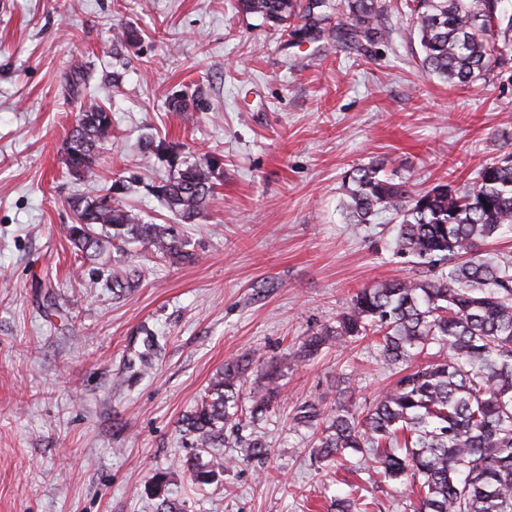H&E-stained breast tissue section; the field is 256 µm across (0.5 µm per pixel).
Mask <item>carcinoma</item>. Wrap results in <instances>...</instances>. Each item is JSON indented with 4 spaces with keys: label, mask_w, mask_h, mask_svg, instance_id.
Instances as JSON below:
<instances>
[{
    "label": "carcinoma",
    "mask_w": 512,
    "mask_h": 512,
    "mask_svg": "<svg viewBox=\"0 0 512 512\" xmlns=\"http://www.w3.org/2000/svg\"><path fill=\"white\" fill-rule=\"evenodd\" d=\"M411 2L428 74L466 87L512 60V12L502 10L503 0ZM237 6L285 28L294 22L316 28L333 8L329 0H237ZM345 8L350 23L340 36L358 42L385 35L379 0H346ZM110 141L111 116L88 103L66 142L68 172L95 183L96 157ZM348 183L350 223L394 212L395 252L414 257L419 271L359 289L336 329L310 337L307 347L375 337L379 362L398 378L366 409L305 402L294 422L313 429L324 462L367 449L385 479L416 497V512H512V260L483 251L512 233V154L483 168L464 190L444 184L410 196L377 164L352 170ZM213 185L212 165L200 162L174 171L157 193L190 223L208 206ZM70 206L76 223L67 231L79 251H100L118 239L174 262L194 259L177 225L141 223L110 188L79 194ZM435 346L448 350V358L418 364ZM249 366L246 358L226 363L182 420L199 447L224 444V427L243 421L240 388ZM277 395L270 372L253 388L251 416L267 412ZM223 472L218 456L195 468L194 479L207 484ZM373 506L358 486L330 504L334 512Z\"/></svg>",
    "instance_id": "cac0c4a2"
}]
</instances>
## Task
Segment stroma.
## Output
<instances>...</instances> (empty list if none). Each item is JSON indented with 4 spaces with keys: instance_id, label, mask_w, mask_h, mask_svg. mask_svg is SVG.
I'll use <instances>...</instances> for the list:
<instances>
[{
    "instance_id": "35a3bbf8",
    "label": "stroma",
    "mask_w": 512,
    "mask_h": 512,
    "mask_svg": "<svg viewBox=\"0 0 512 512\" xmlns=\"http://www.w3.org/2000/svg\"><path fill=\"white\" fill-rule=\"evenodd\" d=\"M382 3L388 36L355 43L340 12L292 35L234 0H0V512H326L354 484L374 512H414L371 457L315 463L293 421L304 401L334 406L344 374L356 407L387 390L375 339L300 349L357 289L416 272L392 252L391 213L349 223L346 175L376 162L414 195L470 186L512 153V63L443 82L406 0ZM118 24L139 41L114 43ZM90 98L112 117L97 183L128 184L119 201L144 222H178L154 141L215 164L213 199L183 226L194 262L72 247L87 186L65 148ZM242 356L247 383L277 369L278 396L219 450L197 447L179 422ZM215 453L224 472L194 484L191 463Z\"/></svg>"
}]
</instances>
